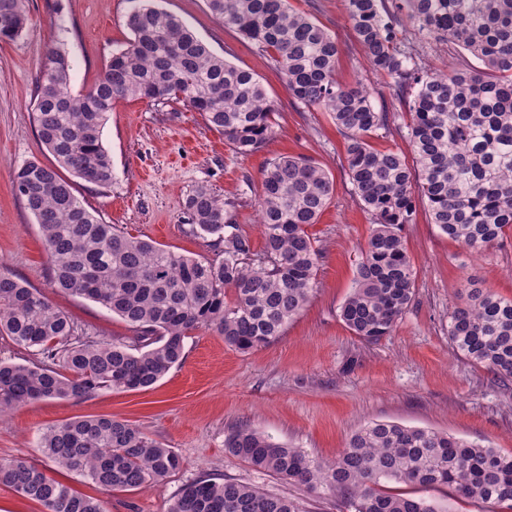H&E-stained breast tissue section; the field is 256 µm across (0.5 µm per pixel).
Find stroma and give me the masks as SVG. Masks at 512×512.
Returning a JSON list of instances; mask_svg holds the SVG:
<instances>
[{"label": "stroma", "instance_id": "1", "mask_svg": "<svg viewBox=\"0 0 512 512\" xmlns=\"http://www.w3.org/2000/svg\"><path fill=\"white\" fill-rule=\"evenodd\" d=\"M180 18L214 54L254 73L274 102V137L259 152L238 157L202 113L179 100L117 101L103 129L115 179L100 188L72 178L74 195L105 223L183 255L214 259L211 236L193 230L184 208L199 186L233 203L254 245L262 238L254 197L260 172L281 155L303 156L327 170L335 193L309 231L323 258L312 296L274 342L243 352L215 331L192 332L182 362L153 389L101 390L83 399L29 402L0 419V460L25 456L31 464L88 496H103L107 512H165L180 489L204 475L226 477L297 501L303 512H338L336 500L298 483L254 470L232 458L224 437L248 426L316 458L336 459L350 436L369 422H397L444 432L512 454V380L456 357L448 339V313L469 282L512 297V235L478 256L439 232L426 204L404 230L416 271V295L390 336L367 343L339 317L371 224L345 169L346 143L329 113L308 109L286 91L267 53L225 29L206 0H155ZM336 36L341 54L336 78L374 91L377 109L404 112L390 78L373 72L356 41L344 0H290ZM130 0H27L21 37L0 41V266L101 338L128 335L118 316L82 297L50 287L39 226L12 190L13 171L25 162L52 163L33 122L34 91L50 42L64 44L74 91L104 72L113 52L130 41ZM430 68L463 70L483 62L461 47L414 36ZM82 416H112L137 426L170 448L181 469L135 491L100 494L87 478L57 470L38 442L49 426Z\"/></svg>", "mask_w": 512, "mask_h": 512}]
</instances>
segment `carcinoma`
Here are the masks:
<instances>
[{"mask_svg": "<svg viewBox=\"0 0 512 512\" xmlns=\"http://www.w3.org/2000/svg\"><path fill=\"white\" fill-rule=\"evenodd\" d=\"M26 0H0V40L26 29ZM132 34L85 92L71 86V61L48 47L33 119L55 163L29 161L12 189L34 215L50 263V286L86 298L121 318L130 335H89L45 294L0 268V336L29 355L0 358V416L30 401L82 399L103 389L148 390L183 357L190 332L208 328L240 351L281 336L308 303L322 252L308 227L326 209L335 185L303 157L281 156L261 171L254 206L263 238L255 248L232 206L208 187L186 200L191 223L216 237L218 258L197 259L132 236L89 211L61 170L112 186L104 147L106 115L118 99L180 100L204 114L237 157L260 151L273 136L275 104L257 77L222 57L177 16L131 0ZM211 12L269 53L297 102L331 114L345 137L354 193L373 224L340 308L346 327L366 342L390 335L415 298L416 271L402 232L427 204L431 223L472 254L499 244L512 227V0H345L352 31L371 68L405 97L397 127L413 154L378 150L370 139L390 132V114L373 92L336 79L341 45L289 0H207ZM480 58L483 71L427 70L415 60L404 22ZM448 312L454 353L501 378H512V298L476 283ZM39 447L60 469L104 492L135 490L182 466L171 449L135 425L84 417L42 432ZM227 453L286 482L336 496L341 512H448L400 490L445 489L493 510L512 507V455L446 434L370 422L336 460L322 462L249 427L224 440ZM0 482L44 512H106L23 457L0 461ZM165 512H302L294 500L232 480L200 477Z\"/></svg>", "mask_w": 512, "mask_h": 512, "instance_id": "1", "label": "carcinoma"}]
</instances>
